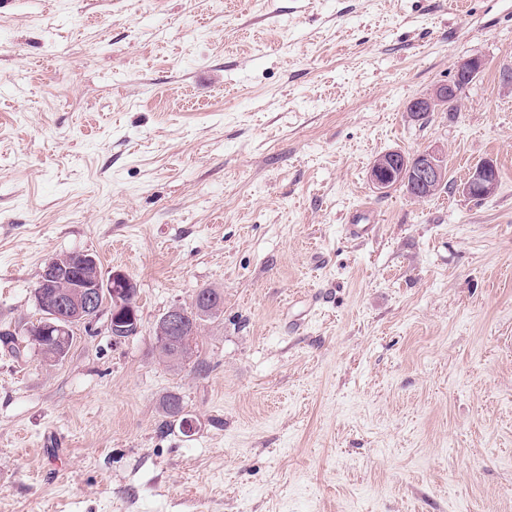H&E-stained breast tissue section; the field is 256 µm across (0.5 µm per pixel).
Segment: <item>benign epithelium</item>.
I'll use <instances>...</instances> for the list:
<instances>
[{
    "mask_svg": "<svg viewBox=\"0 0 512 512\" xmlns=\"http://www.w3.org/2000/svg\"><path fill=\"white\" fill-rule=\"evenodd\" d=\"M483 69L484 60L479 57L455 62L454 79L438 84L431 92L415 98L409 104L408 112L422 120L430 112L442 111L448 101L457 98L460 90L473 82ZM493 171V163L480 164L460 184L459 190L469 198L492 196L498 186ZM368 177L374 189L381 194L404 184L407 195L416 201L420 195L433 193L442 187L447 177V165L443 154L436 150L413 155L389 150L375 158ZM72 257L73 254L67 253L51 259L45 266L38 286L33 290L36 307L45 315L42 320L28 326L29 335L63 336L69 342L77 327H87L104 314L113 338L122 340L135 335L139 323L131 305V295L137 283L121 270L102 276L97 258L89 252L80 253L81 264L77 267ZM221 308L214 296H197L186 307H170L155 331L163 340L176 333L184 337L194 336L197 334L196 323H187L188 311L201 314L218 312Z\"/></svg>",
    "mask_w": 512,
    "mask_h": 512,
    "instance_id": "obj_1",
    "label": "benign epithelium"
}]
</instances>
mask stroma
Returning <instances> with one entry per match:
<instances>
[{"label": "stroma", "mask_w": 512, "mask_h": 512, "mask_svg": "<svg viewBox=\"0 0 512 512\" xmlns=\"http://www.w3.org/2000/svg\"><path fill=\"white\" fill-rule=\"evenodd\" d=\"M469 56L458 111L412 121ZM510 63L512 0H0V332L78 251L142 316L57 364L0 348V512H512ZM434 148L428 201L367 178ZM210 287L162 362L155 321ZM494 169L495 167L491 162L480 164L460 184L459 190L469 198L486 199L492 196L498 186V182L493 175ZM495 175L498 178V171L496 169ZM161 409H162V413H163L164 417L173 419L172 422L175 421L174 418L177 415L182 414L178 420L179 423L183 418L188 416V414L185 413V405L183 403V400L178 396H174V395L168 396L165 400H163ZM181 424H182L183 430L186 433L194 432V430L196 428L195 422L190 418H185Z\"/></svg>", "instance_id": "stroma-1"}]
</instances>
